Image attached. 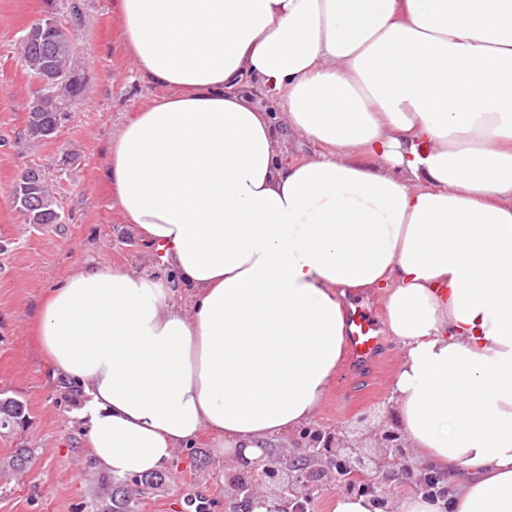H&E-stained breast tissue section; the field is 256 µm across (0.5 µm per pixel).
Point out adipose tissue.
Returning <instances> with one entry per match:
<instances>
[{
    "mask_svg": "<svg viewBox=\"0 0 512 512\" xmlns=\"http://www.w3.org/2000/svg\"><path fill=\"white\" fill-rule=\"evenodd\" d=\"M115 7L165 94L100 177L172 276L79 265L36 322L98 466L142 476L205 432L238 466L278 455L330 391L346 293L381 288L388 401L452 486L396 512H512V0ZM281 127L318 156L282 164Z\"/></svg>",
    "mask_w": 512,
    "mask_h": 512,
    "instance_id": "obj_1",
    "label": "adipose tissue"
}]
</instances>
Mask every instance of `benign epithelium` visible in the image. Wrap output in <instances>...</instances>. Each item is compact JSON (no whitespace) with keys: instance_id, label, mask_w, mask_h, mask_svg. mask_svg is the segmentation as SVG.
<instances>
[{"instance_id":"1","label":"benign epithelium","mask_w":512,"mask_h":512,"mask_svg":"<svg viewBox=\"0 0 512 512\" xmlns=\"http://www.w3.org/2000/svg\"><path fill=\"white\" fill-rule=\"evenodd\" d=\"M292 447L294 452L254 467L224 468L233 503H243L246 512H253L256 488L266 485L271 496L268 512H300L319 488L329 486L345 495L362 488L379 512H395L389 506L394 481L405 480L418 490L428 479L412 477L418 464L387 404L379 409L375 423L362 414L354 424H310L293 438Z\"/></svg>"}]
</instances>
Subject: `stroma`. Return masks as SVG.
Here are the masks:
<instances>
[{
    "label": "stroma",
    "mask_w": 512,
    "mask_h": 512,
    "mask_svg": "<svg viewBox=\"0 0 512 512\" xmlns=\"http://www.w3.org/2000/svg\"><path fill=\"white\" fill-rule=\"evenodd\" d=\"M47 16L72 32L85 95L55 137L34 144L25 129L42 85L22 66L18 47L24 30ZM162 94L128 56L111 0H0V398L26 407L25 422L0 433V512H100L118 485L128 490L132 512H182L190 497L208 501L210 512H229L225 459L209 436L176 449L144 484L100 469L74 416L81 398L54 376L33 335L50 288L78 265L93 261L167 277L99 176L113 132L129 112ZM32 167L51 182L64 223L28 224L15 210L12 186ZM397 354V346H390L380 369L363 370L371 381L367 387L356 385L349 361H342L318 422L343 423L383 404ZM19 448L29 451L25 470L4 468Z\"/></svg>",
    "instance_id": "stroma-1"
}]
</instances>
